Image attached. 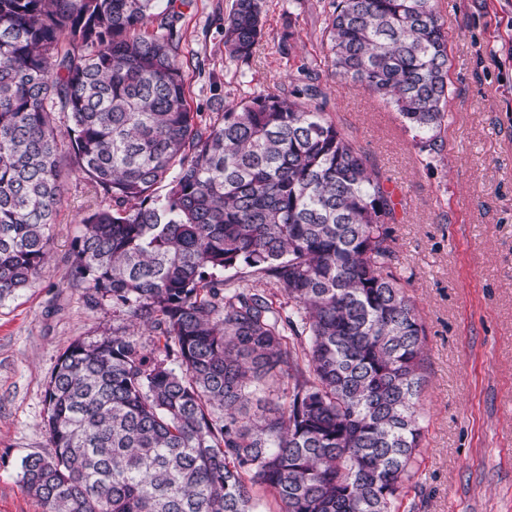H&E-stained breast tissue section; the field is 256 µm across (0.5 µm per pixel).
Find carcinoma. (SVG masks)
<instances>
[{
  "instance_id": "1",
  "label": "carcinoma",
  "mask_w": 512,
  "mask_h": 512,
  "mask_svg": "<svg viewBox=\"0 0 512 512\" xmlns=\"http://www.w3.org/2000/svg\"><path fill=\"white\" fill-rule=\"evenodd\" d=\"M156 2L0 0V300L38 280L76 171L110 205L80 220L74 278L122 322L58 359L53 452L23 459V485L45 512H257L266 495L278 512H399L427 335L396 273L391 195L313 84L198 120L173 0ZM263 3L232 0L229 58L253 55ZM322 45L443 156L435 0H331Z\"/></svg>"
}]
</instances>
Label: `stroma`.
Segmentation results:
<instances>
[{
  "label": "stroma",
  "mask_w": 512,
  "mask_h": 512,
  "mask_svg": "<svg viewBox=\"0 0 512 512\" xmlns=\"http://www.w3.org/2000/svg\"><path fill=\"white\" fill-rule=\"evenodd\" d=\"M330 0H264V36L249 61L224 51L231 0H176L191 111L284 94L302 61L322 55ZM448 29L450 119L444 158L425 164L397 112L320 66L324 110L383 177L398 268L427 332L424 437L405 512H512V0H438ZM294 31L288 54L284 32ZM101 203L70 174L32 287L0 300V512H45L21 463L50 451L45 390L59 356L116 325L110 301L88 303L73 277L80 219Z\"/></svg>",
  "instance_id": "35a3bbf8"
}]
</instances>
